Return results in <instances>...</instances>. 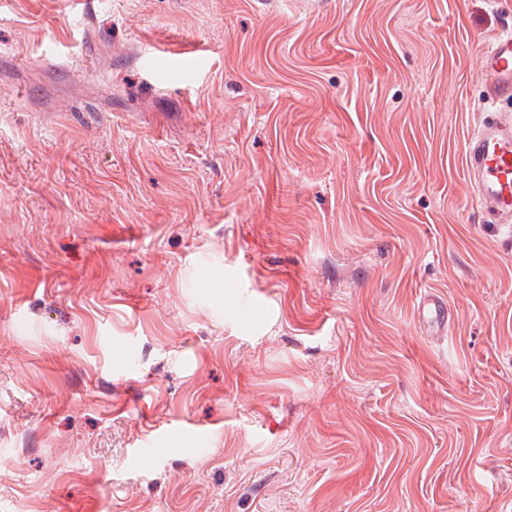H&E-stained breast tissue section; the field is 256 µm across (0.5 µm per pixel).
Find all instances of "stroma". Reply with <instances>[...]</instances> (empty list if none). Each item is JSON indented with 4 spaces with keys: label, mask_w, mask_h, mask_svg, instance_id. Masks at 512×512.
Masks as SVG:
<instances>
[{
    "label": "stroma",
    "mask_w": 512,
    "mask_h": 512,
    "mask_svg": "<svg viewBox=\"0 0 512 512\" xmlns=\"http://www.w3.org/2000/svg\"><path fill=\"white\" fill-rule=\"evenodd\" d=\"M92 2L0 0V512H512V0ZM481 70L490 84L489 100L512 98V32L498 37L485 51ZM465 169L484 223L512 226V116L487 112L467 142ZM419 318L426 319L429 322H434L437 327L447 326L450 319V313L447 305L432 293H424L422 302L418 309Z\"/></svg>",
    "instance_id": "stroma-1"
}]
</instances>
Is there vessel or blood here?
Instances as JSON below:
<instances>
[{
	"instance_id": "vessel-or-blood-1",
	"label": "vessel or blood",
	"mask_w": 512,
	"mask_h": 512,
	"mask_svg": "<svg viewBox=\"0 0 512 512\" xmlns=\"http://www.w3.org/2000/svg\"><path fill=\"white\" fill-rule=\"evenodd\" d=\"M490 84L491 99L512 98V32L498 37L481 60ZM467 181L485 223L512 226V116L487 113L465 150ZM419 318L446 326L447 305L433 294H424Z\"/></svg>"
}]
</instances>
